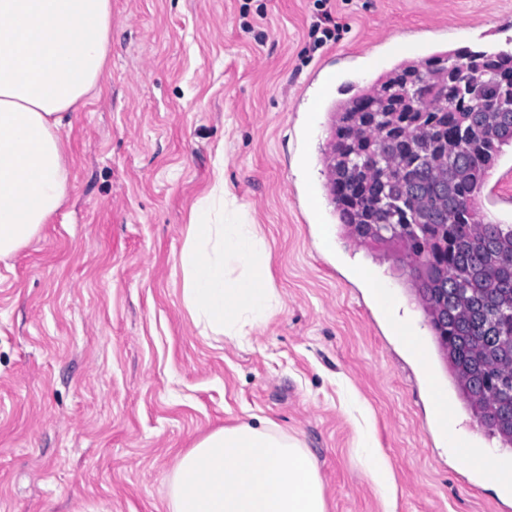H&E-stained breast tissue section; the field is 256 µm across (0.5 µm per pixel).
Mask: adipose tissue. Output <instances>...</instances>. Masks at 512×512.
Listing matches in <instances>:
<instances>
[{
	"label": "adipose tissue",
	"instance_id": "obj_1",
	"mask_svg": "<svg viewBox=\"0 0 512 512\" xmlns=\"http://www.w3.org/2000/svg\"><path fill=\"white\" fill-rule=\"evenodd\" d=\"M112 33L111 0H0V259L27 246L67 194L62 131L99 93ZM360 452L385 512L391 473L371 439ZM170 512H327L318 467L271 423L217 429L180 455Z\"/></svg>",
	"mask_w": 512,
	"mask_h": 512
}]
</instances>
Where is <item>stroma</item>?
Instances as JSON below:
<instances>
[{"label":"stroma","instance_id":"stroma-1","mask_svg":"<svg viewBox=\"0 0 512 512\" xmlns=\"http://www.w3.org/2000/svg\"><path fill=\"white\" fill-rule=\"evenodd\" d=\"M325 10L343 31L317 47ZM511 35L512 0H112L102 90L63 133L66 199L0 261V512H169L178 456L261 421L314 458L327 512H383L357 452L367 432L397 512H512V494L449 454L433 390L470 446L512 449L459 399L397 255L340 224L326 161L347 86ZM219 172L269 246L281 302L244 345L201 335L182 302L177 257ZM479 202L512 224V147Z\"/></svg>","mask_w":512,"mask_h":512}]
</instances>
